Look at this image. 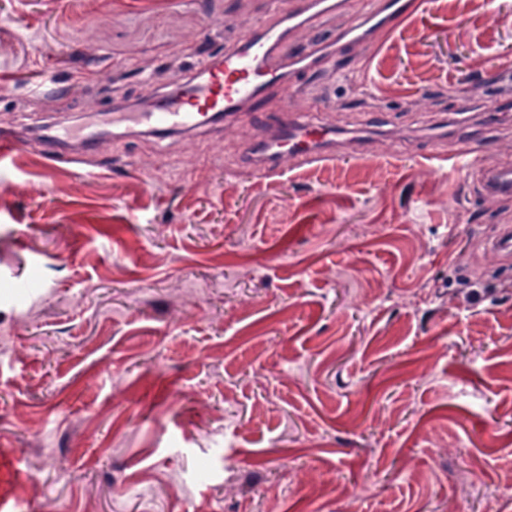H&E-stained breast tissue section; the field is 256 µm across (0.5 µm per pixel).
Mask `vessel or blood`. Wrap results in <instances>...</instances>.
Segmentation results:
<instances>
[{
    "mask_svg": "<svg viewBox=\"0 0 512 512\" xmlns=\"http://www.w3.org/2000/svg\"><path fill=\"white\" fill-rule=\"evenodd\" d=\"M346 8V0H296L288 15L259 25L227 43L222 54L200 62L195 75L180 82L175 91L151 93L145 111L119 112L115 119L148 126L153 132L179 127L188 133L212 121L217 113L223 114L225 123H235L241 113L260 112L270 90L291 88L298 74L324 73L335 66L350 41L370 38L380 29L395 30L419 5L417 0H371L368 9L335 38L295 50L294 43L304 28L322 25ZM264 124L267 136L252 144L249 163L267 173H276L278 160L285 153L299 162L336 155L332 131L320 123L282 111L265 118ZM454 165L477 174L482 193L512 194V163L485 171L464 154Z\"/></svg>",
    "mask_w": 512,
    "mask_h": 512,
    "instance_id": "obj_1",
    "label": "vessel or blood"
}]
</instances>
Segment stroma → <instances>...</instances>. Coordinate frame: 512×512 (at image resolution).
<instances>
[{"label": "stroma", "mask_w": 512, "mask_h": 512, "mask_svg": "<svg viewBox=\"0 0 512 512\" xmlns=\"http://www.w3.org/2000/svg\"><path fill=\"white\" fill-rule=\"evenodd\" d=\"M293 0H0V451L17 512H512V0H421L280 107L358 136L278 174L249 113L109 120ZM54 87L33 95L44 69ZM81 129V162L48 135ZM467 169L480 178L481 194H493L510 197L512 194V163L503 165L497 170L480 169L469 153H464L451 163V168Z\"/></svg>", "instance_id": "obj_1"}]
</instances>
